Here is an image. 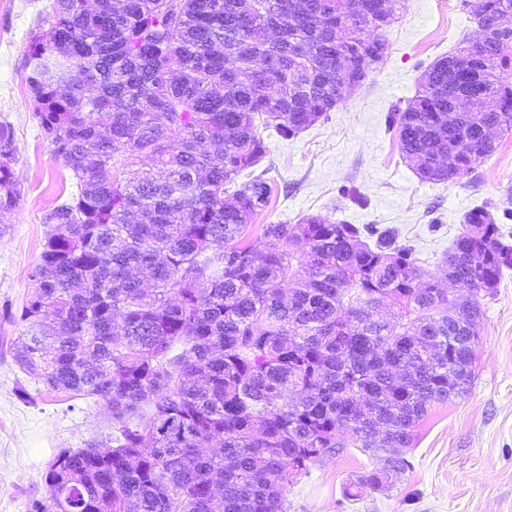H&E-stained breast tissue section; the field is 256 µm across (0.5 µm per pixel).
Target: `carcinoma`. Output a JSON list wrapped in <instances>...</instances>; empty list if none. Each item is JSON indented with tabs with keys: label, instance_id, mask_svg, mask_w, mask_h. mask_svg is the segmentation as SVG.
Segmentation results:
<instances>
[{
	"label": "carcinoma",
	"instance_id": "1",
	"mask_svg": "<svg viewBox=\"0 0 512 512\" xmlns=\"http://www.w3.org/2000/svg\"><path fill=\"white\" fill-rule=\"evenodd\" d=\"M404 0H53L25 70L40 136L71 190L30 274L13 360L47 392L104 402L112 451L65 448L28 512H288V487L347 448L411 469L417 428L468 394L479 287L512 246L487 206L437 272L394 227L310 215L253 227L271 187L262 131L283 140L361 86ZM478 26L512 18L483 0ZM512 29L437 59L388 116L419 177L471 173L512 132ZM467 88L462 100L458 90ZM17 147L0 124V224ZM145 156L157 178L137 168ZM480 227L474 235L471 227ZM257 229L262 245L250 240Z\"/></svg>",
	"mask_w": 512,
	"mask_h": 512
}]
</instances>
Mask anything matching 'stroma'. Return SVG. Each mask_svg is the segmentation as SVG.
I'll list each match as a JSON object with an SVG mask.
<instances>
[{
	"mask_svg": "<svg viewBox=\"0 0 512 512\" xmlns=\"http://www.w3.org/2000/svg\"><path fill=\"white\" fill-rule=\"evenodd\" d=\"M50 0H0V123L15 133V175L21 191L0 235V311L20 309L31 292L48 227L43 217L68 189V173L38 137L24 81L30 31ZM480 30L462 0H406L386 29L387 51L364 85L297 137H271L263 161L272 188L259 224L297 223L322 215L352 224L397 228L421 264L435 271L463 229L462 217L485 205L512 242V135L480 160L473 174L448 182L420 180L403 158L386 119L405 107L422 74ZM476 378L462 399L434 406L417 429L410 470L389 489L343 490L357 475L380 468L355 448L311 467L290 486L288 512H512V270L482 299ZM18 325L0 319V512H27L45 494L44 474L63 448L110 445L104 403L65 392L36 393L33 378L12 360ZM36 394L26 404L18 386Z\"/></svg>",
	"mask_w": 512,
	"mask_h": 512,
	"instance_id": "stroma-1",
	"label": "stroma"
}]
</instances>
